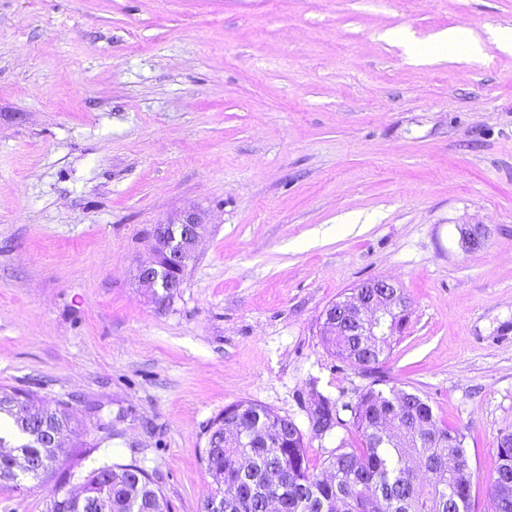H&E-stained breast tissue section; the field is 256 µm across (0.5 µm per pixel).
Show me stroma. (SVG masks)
<instances>
[{
    "label": "stroma",
    "instance_id": "1",
    "mask_svg": "<svg viewBox=\"0 0 512 512\" xmlns=\"http://www.w3.org/2000/svg\"><path fill=\"white\" fill-rule=\"evenodd\" d=\"M458 27L479 59L436 50ZM504 27L512 0H0V386L72 403L83 470L136 463L170 512H200L229 404L292 418L315 467L350 438L312 430L319 396L369 383L324 350L322 314L387 278L411 317L379 370L465 433L474 512H494L512 428ZM192 208L205 231L162 306L137 269ZM70 490L23 477L0 512ZM495 512H512V429L499 433L497 460L487 481Z\"/></svg>",
    "mask_w": 512,
    "mask_h": 512
}]
</instances>
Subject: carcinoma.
Wrapping results in <instances>:
<instances>
[{"label": "carcinoma", "mask_w": 512, "mask_h": 512, "mask_svg": "<svg viewBox=\"0 0 512 512\" xmlns=\"http://www.w3.org/2000/svg\"><path fill=\"white\" fill-rule=\"evenodd\" d=\"M327 353L341 363L373 364L385 356L391 336L320 335ZM375 376L354 401H319L326 435L338 426L355 430L361 447L340 442L318 474L311 467L305 437L288 416L251 400L224 408L208 426L201 461L215 478L211 499H224L227 512H264L266 500L280 499L281 512H473L466 435L439 422L428 401L415 393L382 389ZM253 423L260 443L224 441V414ZM73 406L62 401L52 412L36 407L30 394L0 388V445L13 439L19 456H0V483L23 474L35 480H78L82 495L54 500L49 512H169V504L149 473L136 464L105 463L81 470L85 449L64 459L52 438L71 431ZM430 474L428 484L418 474ZM495 512H512V429L499 433L497 460L487 481Z\"/></svg>", "instance_id": "obj_1"}]
</instances>
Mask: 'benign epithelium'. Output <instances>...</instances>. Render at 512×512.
Masks as SVG:
<instances>
[{"label":"benign epithelium","mask_w":512,"mask_h":512,"mask_svg":"<svg viewBox=\"0 0 512 512\" xmlns=\"http://www.w3.org/2000/svg\"><path fill=\"white\" fill-rule=\"evenodd\" d=\"M205 221L199 210H184L169 216L155 226L149 241L151 261L139 268V278L159 289L155 297L166 301L167 288L175 284L165 283L160 270H179L195 257L197 242ZM460 239L468 248L480 245L484 232L479 226L463 225ZM409 301L400 291V285L386 279H375L361 284L353 298L329 306L323 313V327L338 329L346 323L362 336H387L391 324L403 317Z\"/></svg>","instance_id":"7a95c632"}]
</instances>
